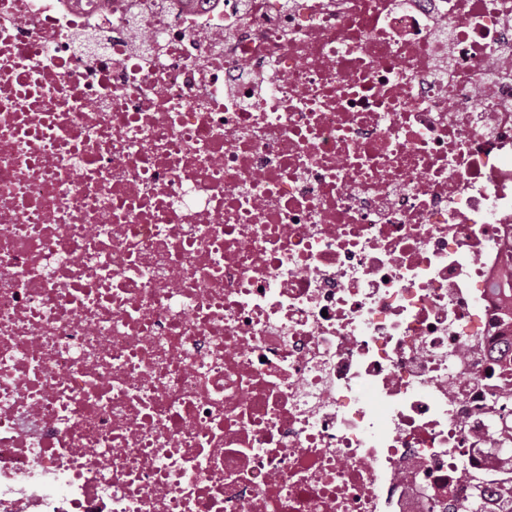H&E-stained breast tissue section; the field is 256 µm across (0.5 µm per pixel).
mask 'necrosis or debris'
<instances>
[{
  "label": "necrosis or debris",
  "mask_w": 512,
  "mask_h": 512,
  "mask_svg": "<svg viewBox=\"0 0 512 512\" xmlns=\"http://www.w3.org/2000/svg\"><path fill=\"white\" fill-rule=\"evenodd\" d=\"M512 0H0V512H502Z\"/></svg>",
  "instance_id": "necrosis-or-debris-1"
}]
</instances>
